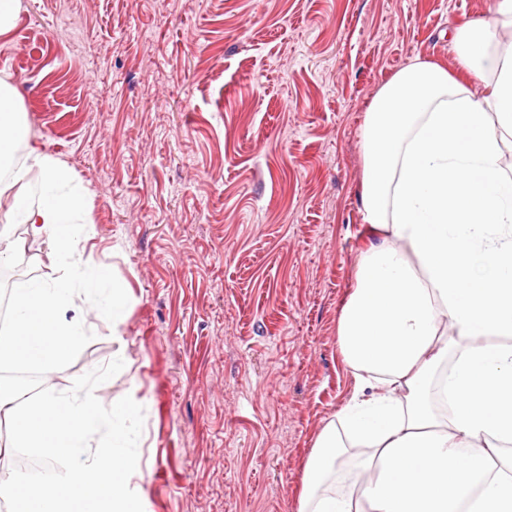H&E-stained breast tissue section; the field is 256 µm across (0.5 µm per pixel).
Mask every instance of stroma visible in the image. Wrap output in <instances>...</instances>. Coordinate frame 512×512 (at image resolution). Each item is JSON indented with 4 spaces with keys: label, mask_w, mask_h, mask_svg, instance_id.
<instances>
[{
    "label": "stroma",
    "mask_w": 512,
    "mask_h": 512,
    "mask_svg": "<svg viewBox=\"0 0 512 512\" xmlns=\"http://www.w3.org/2000/svg\"><path fill=\"white\" fill-rule=\"evenodd\" d=\"M0 35L41 148L94 223L76 233L118 290L78 302L93 340L43 378L64 392L111 361L103 405L145 410L144 512H297L305 463L354 382L336 342L366 238L363 120L422 59L455 69L450 32L496 0H21ZM0 277V328L64 262L24 225Z\"/></svg>",
    "instance_id": "1"
}]
</instances>
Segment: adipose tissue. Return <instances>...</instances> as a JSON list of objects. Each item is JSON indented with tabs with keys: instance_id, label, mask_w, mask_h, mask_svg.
<instances>
[{
	"instance_id": "obj_1",
	"label": "adipose tissue",
	"mask_w": 512,
	"mask_h": 512,
	"mask_svg": "<svg viewBox=\"0 0 512 512\" xmlns=\"http://www.w3.org/2000/svg\"><path fill=\"white\" fill-rule=\"evenodd\" d=\"M507 26L512 0H497L489 17L452 31L457 73L414 61L366 112L368 238L336 329L354 390L314 441L298 512H512V169L501 163L512 44L497 38ZM71 182L1 78L0 195L12 196L11 223L65 255L73 226L91 222ZM84 293L122 323L110 279L74 259L14 297L0 366L65 361L87 334L66 315ZM346 458L355 478L333 488Z\"/></svg>"
}]
</instances>
